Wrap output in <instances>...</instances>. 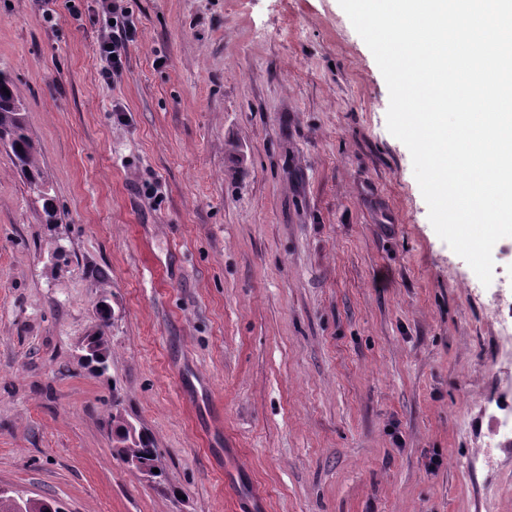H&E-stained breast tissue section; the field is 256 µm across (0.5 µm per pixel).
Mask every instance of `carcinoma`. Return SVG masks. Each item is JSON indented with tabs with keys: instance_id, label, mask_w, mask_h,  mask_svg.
I'll return each mask as SVG.
<instances>
[{
	"instance_id": "obj_1",
	"label": "carcinoma",
	"mask_w": 512,
	"mask_h": 512,
	"mask_svg": "<svg viewBox=\"0 0 512 512\" xmlns=\"http://www.w3.org/2000/svg\"><path fill=\"white\" fill-rule=\"evenodd\" d=\"M0 143L9 147L16 167L25 176L30 188L43 200L45 222L56 223L57 211L49 197L44 170L41 167L36 143L32 139L25 117V108L17 94L13 77L0 71ZM112 436L118 455L129 456L145 467L156 461V448L149 436L121 412L112 414Z\"/></svg>"
}]
</instances>
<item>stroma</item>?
<instances>
[{
    "instance_id": "1",
    "label": "stroma",
    "mask_w": 512,
    "mask_h": 512,
    "mask_svg": "<svg viewBox=\"0 0 512 512\" xmlns=\"http://www.w3.org/2000/svg\"><path fill=\"white\" fill-rule=\"evenodd\" d=\"M124 5L112 86L99 0H0L57 210L0 147V486L63 512H512V237L487 286L438 237L339 0ZM116 409L161 482L116 454ZM106 24L113 20L112 30L116 28L118 35L105 37L99 45V54L105 62L101 74L105 82L117 85L123 79L124 59L127 44L135 36L136 24L127 8L124 0H101Z\"/></svg>"
}]
</instances>
